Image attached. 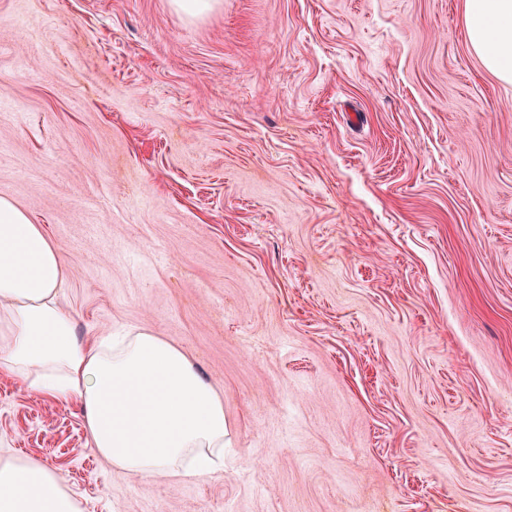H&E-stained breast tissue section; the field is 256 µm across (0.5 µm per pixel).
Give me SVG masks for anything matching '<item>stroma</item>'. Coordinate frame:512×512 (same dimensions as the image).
<instances>
[{
	"mask_svg": "<svg viewBox=\"0 0 512 512\" xmlns=\"http://www.w3.org/2000/svg\"><path fill=\"white\" fill-rule=\"evenodd\" d=\"M0 196L80 336L224 396V470H113L0 369L83 512H512V85L465 0H0Z\"/></svg>",
	"mask_w": 512,
	"mask_h": 512,
	"instance_id": "obj_1",
	"label": "stroma"
}]
</instances>
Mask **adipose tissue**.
Masks as SVG:
<instances>
[{
    "instance_id": "obj_1",
    "label": "adipose tissue",
    "mask_w": 512,
    "mask_h": 512,
    "mask_svg": "<svg viewBox=\"0 0 512 512\" xmlns=\"http://www.w3.org/2000/svg\"><path fill=\"white\" fill-rule=\"evenodd\" d=\"M468 43L512 84V0H465ZM61 247L0 197V366L31 391L73 395L113 469L191 480L224 456V398L177 347L146 330L86 340L63 309ZM0 512H80L66 472L0 451Z\"/></svg>"
}]
</instances>
